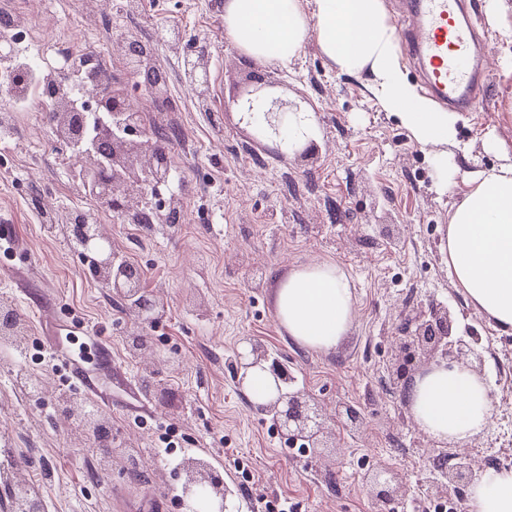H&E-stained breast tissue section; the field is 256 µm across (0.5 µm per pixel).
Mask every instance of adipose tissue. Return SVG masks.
<instances>
[{"instance_id":"1","label":"adipose tissue","mask_w":512,"mask_h":512,"mask_svg":"<svg viewBox=\"0 0 512 512\" xmlns=\"http://www.w3.org/2000/svg\"><path fill=\"white\" fill-rule=\"evenodd\" d=\"M223 11L226 38L260 65L289 67L313 43L340 71L367 75L373 97L431 149L442 187L452 189L448 147L457 118L405 79L382 0H224ZM240 119L289 155L319 136L311 111L285 114L284 138L270 131L263 113H244ZM466 185L442 246L448 269L491 323L512 328V153H503L493 171H470ZM355 305L345 271L327 260L296 267L275 291L281 327L301 347L322 353L335 350L346 335ZM406 397L416 423L434 440L465 444L490 418L488 388L464 364L431 368L415 379ZM467 507L468 512H512V469L491 471L473 483Z\"/></svg>"}]
</instances>
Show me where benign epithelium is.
<instances>
[{
    "label": "benign epithelium",
    "instance_id": "benign-epithelium-1",
    "mask_svg": "<svg viewBox=\"0 0 512 512\" xmlns=\"http://www.w3.org/2000/svg\"><path fill=\"white\" fill-rule=\"evenodd\" d=\"M123 57L128 61V73L143 72L147 64L157 60L156 51H147L136 40L126 42ZM187 76L196 85L198 96H204L207 86V71L202 56L187 64ZM272 85L255 77L247 97L237 102L242 112L252 111V98L262 94L267 98L265 110L267 123L287 113L297 110L293 101L270 93ZM96 107L101 112H124L129 103L128 93L109 96L94 95ZM112 136V169L101 168L96 176L99 194V207L121 219L130 215L143 217L151 208L152 184L165 178L167 164L165 148L141 132V125L132 126L128 132H104ZM67 221L75 224L74 249L80 253L94 251L98 255L99 270L112 288L113 294L124 300L134 299L141 293V283L135 268L116 262L112 246L104 237L89 234L88 226L71 214ZM406 336L400 346V355L392 370L394 385L406 388L411 381L410 373L421 360L440 364L450 357L464 360L473 357L482 361V355L464 337L456 335L455 321L450 310L444 306H432L422 311L405 327ZM248 354L237 355L236 374L244 381L249 371L260 369L268 373L275 385V394L260 404V410L271 415L276 427L288 437V441L301 443L313 455L327 447V440L333 436L327 426L321 407L315 398L303 389L292 386V380L285 368L258 341H249ZM483 472L475 470L471 463L462 457L440 469V478L429 484L426 494L438 501L452 500L459 495L462 486H469L481 478ZM181 480V503L184 512H228L227 497L230 490L224 485V478L204 459L190 460L178 468ZM374 484L379 487L375 495V512H394L393 504L405 499L410 486L398 473L384 470L374 475Z\"/></svg>",
    "mask_w": 512,
    "mask_h": 512
}]
</instances>
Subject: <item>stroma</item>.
<instances>
[{"instance_id": "obj_1", "label": "stroma", "mask_w": 512, "mask_h": 512, "mask_svg": "<svg viewBox=\"0 0 512 512\" xmlns=\"http://www.w3.org/2000/svg\"><path fill=\"white\" fill-rule=\"evenodd\" d=\"M14 2L31 19L29 45L52 61L70 48L55 38L62 30L100 51L105 27L144 40L160 27L178 30L179 48L159 51L169 80L154 118L169 136L185 132L188 142L171 151L184 174L182 224L159 223L141 234L102 217L116 256L141 270L144 292L165 307L145 323L29 206L33 197L56 215L86 206L83 195L59 191L75 159L52 148L49 130L35 128L29 111L13 138L0 140V226L15 241L12 254L0 253V299L30 329L28 355L0 345V404L8 407L0 460L14 464L9 480L0 479V512L13 510L12 482L31 479L42 512H129L155 496L171 497L168 512H183L177 466L156 449L161 422L174 424L190 454L223 473L229 512H257L256 491L288 498L293 512H374L369 474L386 468L416 490L396 512H419L426 503L419 488L438 475L434 458L466 455L481 468L502 462L512 448V329L491 324L450 278L440 242L462 193L441 190L430 149L381 109L366 76L339 72L312 43L290 70H262L225 38L222 0H120L106 16L79 0ZM472 2L490 49V86L479 111L457 116L448 165L460 176L491 170L501 148L512 150V71L496 62L503 31L489 21L487 0ZM197 53L208 64L204 104L183 76L185 56ZM260 71L277 92L315 109L314 156H280L240 124L235 100ZM318 258L345 269L356 300L348 334L327 354L292 341L273 304L288 271ZM436 304L451 309L460 335L477 338L491 395L488 427L463 445L430 439L391 379L402 325ZM69 324L97 342L96 393L68 383L61 368L35 353ZM136 332L148 337L152 353L132 349ZM253 340L313 395L335 429L336 445L322 457L291 450L239 385L235 355ZM21 371L46 379L53 396L29 395L16 381ZM66 394L107 418V470L63 414ZM342 404L357 410L356 424L338 419ZM245 469L254 490L245 486Z\"/></svg>"}]
</instances>
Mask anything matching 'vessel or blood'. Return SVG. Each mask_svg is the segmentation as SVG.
I'll return each mask as SVG.
<instances>
[{
	"label": "vessel or blood",
	"instance_id": "obj_1",
	"mask_svg": "<svg viewBox=\"0 0 512 512\" xmlns=\"http://www.w3.org/2000/svg\"><path fill=\"white\" fill-rule=\"evenodd\" d=\"M398 33L422 74L426 93L440 105L476 111L486 86L484 46L466 0H399Z\"/></svg>",
	"mask_w": 512,
	"mask_h": 512
}]
</instances>
